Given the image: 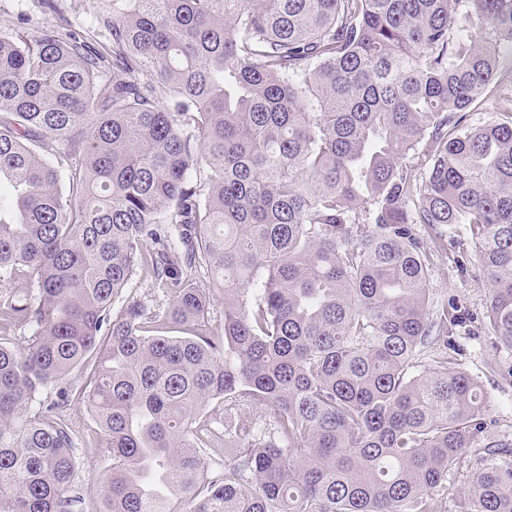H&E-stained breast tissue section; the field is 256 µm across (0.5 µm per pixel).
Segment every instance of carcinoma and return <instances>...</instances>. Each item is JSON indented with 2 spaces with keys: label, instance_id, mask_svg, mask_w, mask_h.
<instances>
[{
  "label": "carcinoma",
  "instance_id": "1",
  "mask_svg": "<svg viewBox=\"0 0 512 512\" xmlns=\"http://www.w3.org/2000/svg\"><path fill=\"white\" fill-rule=\"evenodd\" d=\"M56 17L0 32V333L32 330L0 341V512H80L88 363L104 512H512V433L454 367L512 350V0H112L97 44ZM422 225L462 227L482 316L431 297ZM139 269L164 308L122 297ZM91 365L82 373L77 369L73 371L62 385L71 391V402L66 414L77 419V430L79 431L77 438L80 458L77 482L83 489L82 512H101L105 509L102 489L112 466V459L101 451L100 445L103 440L100 431L78 398L84 388L86 377L91 371Z\"/></svg>",
  "mask_w": 512,
  "mask_h": 512
}]
</instances>
